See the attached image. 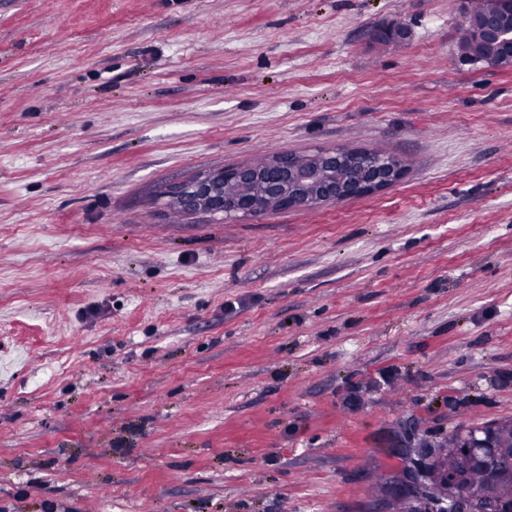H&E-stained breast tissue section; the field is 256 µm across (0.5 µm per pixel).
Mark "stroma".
<instances>
[{
    "label": "stroma",
    "instance_id": "stroma-1",
    "mask_svg": "<svg viewBox=\"0 0 512 512\" xmlns=\"http://www.w3.org/2000/svg\"><path fill=\"white\" fill-rule=\"evenodd\" d=\"M466 22L0 0V512H386L393 432L512 421V68L463 61ZM341 147L404 176L249 220L168 206Z\"/></svg>",
    "mask_w": 512,
    "mask_h": 512
}]
</instances>
